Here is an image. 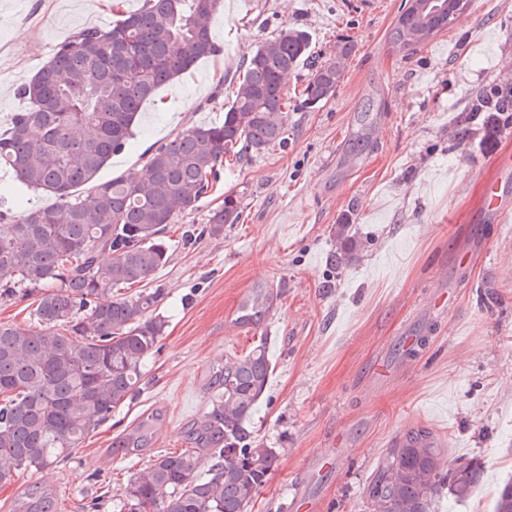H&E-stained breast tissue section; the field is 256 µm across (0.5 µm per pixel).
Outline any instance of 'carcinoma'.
Here are the masks:
<instances>
[{"label": "carcinoma", "instance_id": "1", "mask_svg": "<svg viewBox=\"0 0 512 512\" xmlns=\"http://www.w3.org/2000/svg\"><path fill=\"white\" fill-rule=\"evenodd\" d=\"M222 0H140L107 31L83 30L56 48L24 84L28 108L0 131V169L52 205L21 215L0 209V300L29 299L38 328L0 322V486L64 458L140 392L145 360L162 340L161 292L122 290L149 282L166 264L168 226L217 188L224 158L286 142L285 79L309 59L307 31L284 29L242 62L224 119L194 126L147 152L141 179L96 177L134 136L143 105L219 52L212 18ZM336 59L316 67L301 91L311 108L341 82ZM512 125V82L471 96L455 146L493 141ZM239 219L235 197L211 211L199 233L219 235ZM272 371L266 345L229 359L215 376L213 408L190 430L194 447L158 454L128 480L119 512H250L278 453L247 428ZM153 421L112 440V452L146 447ZM431 432L408 431L364 487L370 512H435L439 492L464 501L479 488L482 463L439 469ZM208 476H202L205 464ZM13 512H56L38 486ZM493 512H512V479Z\"/></svg>", "mask_w": 512, "mask_h": 512}]
</instances>
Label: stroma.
I'll return each instance as SVG.
<instances>
[{
  "label": "stroma",
  "mask_w": 512,
  "mask_h": 512,
  "mask_svg": "<svg viewBox=\"0 0 512 512\" xmlns=\"http://www.w3.org/2000/svg\"><path fill=\"white\" fill-rule=\"evenodd\" d=\"M95 2L0 0V129L26 108L17 91L57 45L110 28L112 12ZM401 2L224 0L212 20L220 53L145 105L100 179L141 172L154 143L222 120L243 60L284 27L312 41L288 95L347 39L343 78L328 101L289 110L287 146L230 159L216 193L170 225L169 259L151 282L168 326L139 394L55 467L0 487V512L35 484L51 490L57 512H115L153 456L188 447L192 423L217 394V366L261 339L272 373L249 429L279 461L251 512H285L296 491L318 512H368L366 482L417 428L439 437L443 460L484 467L478 491L461 502L440 494L439 512H493L499 483L512 477V172L501 175V219L481 198L496 157L512 154V128L490 147L455 146L454 134L471 94L512 81V0H473L448 30L409 51L388 41ZM228 194L238 222L183 243L185 227L204 226ZM348 218L354 246L339 265L336 226ZM477 246V262H457ZM448 287L452 303L435 313L428 300ZM263 288L272 310L258 327H240L242 299ZM404 335L426 339L406 359L397 355ZM380 361L394 377L374 378ZM151 414L161 425L146 448L113 454V438ZM327 456L334 468L314 471Z\"/></svg>",
  "instance_id": "1"
}]
</instances>
